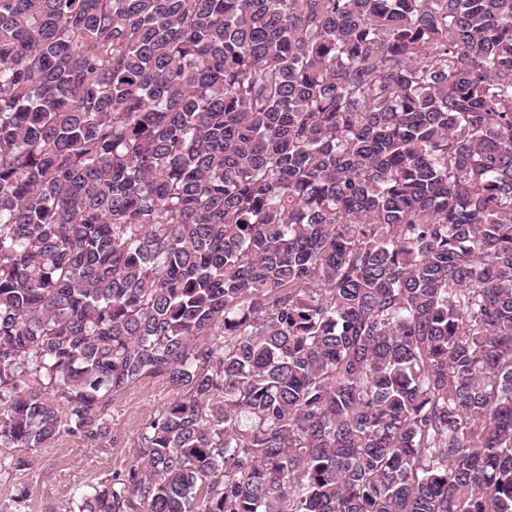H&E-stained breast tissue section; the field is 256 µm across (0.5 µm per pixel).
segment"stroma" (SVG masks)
Segmentation results:
<instances>
[{
	"label": "stroma",
	"instance_id": "obj_1",
	"mask_svg": "<svg viewBox=\"0 0 512 512\" xmlns=\"http://www.w3.org/2000/svg\"><path fill=\"white\" fill-rule=\"evenodd\" d=\"M172 398L162 379H143L113 399L103 436L64 437L29 452L26 469L0 476V512H62L75 487L124 471L134 459L140 428L162 414Z\"/></svg>",
	"mask_w": 512,
	"mask_h": 512
}]
</instances>
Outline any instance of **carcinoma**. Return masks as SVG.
Returning <instances> with one entry per match:
<instances>
[{
  "instance_id": "cac0c4a2",
  "label": "carcinoma",
  "mask_w": 512,
  "mask_h": 512,
  "mask_svg": "<svg viewBox=\"0 0 512 512\" xmlns=\"http://www.w3.org/2000/svg\"><path fill=\"white\" fill-rule=\"evenodd\" d=\"M65 512H512V0H0V447ZM173 397L162 379L145 378L112 400L107 432L99 438L64 437L34 451L0 448V459L32 460L26 469L0 476V512H63L75 487L105 482L131 464L140 428ZM21 487L26 496L18 500Z\"/></svg>"
}]
</instances>
